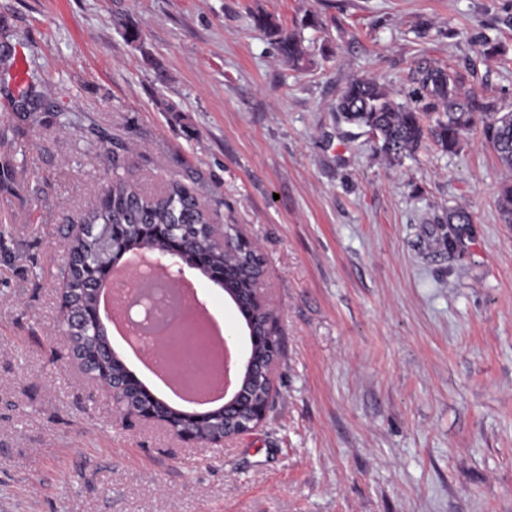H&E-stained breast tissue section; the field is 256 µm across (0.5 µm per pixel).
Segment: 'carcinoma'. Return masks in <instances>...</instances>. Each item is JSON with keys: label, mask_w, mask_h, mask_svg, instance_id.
Returning <instances> with one entry per match:
<instances>
[{"label": "carcinoma", "mask_w": 512, "mask_h": 512, "mask_svg": "<svg viewBox=\"0 0 512 512\" xmlns=\"http://www.w3.org/2000/svg\"><path fill=\"white\" fill-rule=\"evenodd\" d=\"M254 24L275 37L279 54L288 65L298 68L305 62L306 51L300 39L285 34L269 16H253ZM413 89L409 101L399 103L385 85L353 78L340 91L335 112L351 125L367 129L377 140L379 150L391 161H402L417 151L424 138L423 117L434 118L432 133L443 150L460 148L462 133L473 124L474 115L482 117L483 135L500 162L512 168V111L503 112L495 104L474 95L461 96L458 74L442 67L419 65L411 73ZM81 223L89 233L72 242V257L77 265L70 295L77 306L89 301L91 285L83 275L88 266L106 267L113 255L104 247V234L114 224L125 228L129 240L138 242L152 224H177L188 246V257L208 254L211 267L224 264L229 270L223 288L235 289L262 270L261 258L252 251L221 253L213 244L208 224L210 215L195 194L179 182H173L157 196L143 194L132 182L115 177L99 197L97 205L85 213ZM102 337L86 328L75 331L79 348L91 349Z\"/></svg>", "instance_id": "obj_1"}]
</instances>
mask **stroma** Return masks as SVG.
Here are the masks:
<instances>
[{
    "label": "stroma",
    "mask_w": 512,
    "mask_h": 512,
    "mask_svg": "<svg viewBox=\"0 0 512 512\" xmlns=\"http://www.w3.org/2000/svg\"><path fill=\"white\" fill-rule=\"evenodd\" d=\"M3 50L0 512H512V169L476 127L392 163L333 110L353 78L404 101L421 63L512 110V0H0ZM117 173L193 189L260 249L283 354L229 446L127 428L58 336L67 227ZM185 276L243 348L221 288ZM253 21L258 28L275 37V43L283 61L294 68H300L307 55L301 40L293 34H283L280 26L268 15L257 14L253 16Z\"/></svg>",
    "instance_id": "stroma-1"
}]
</instances>
